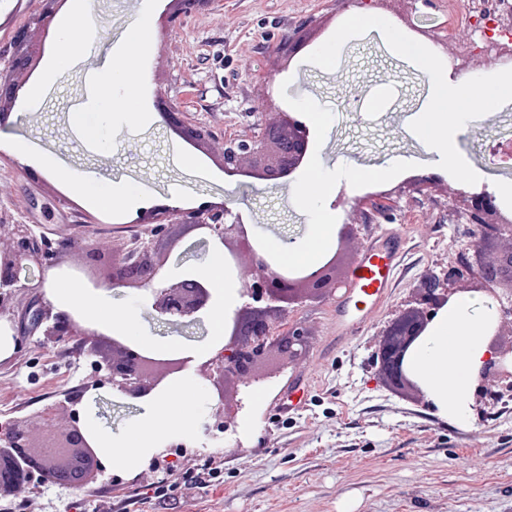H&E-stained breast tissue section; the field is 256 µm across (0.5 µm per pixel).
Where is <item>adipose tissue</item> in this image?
Here are the masks:
<instances>
[{"instance_id":"adipose-tissue-1","label":"adipose tissue","mask_w":512,"mask_h":512,"mask_svg":"<svg viewBox=\"0 0 512 512\" xmlns=\"http://www.w3.org/2000/svg\"><path fill=\"white\" fill-rule=\"evenodd\" d=\"M56 26L60 33V46L48 63L46 73L50 76L69 65L67 44L73 34H81L93 47L100 41L102 33L91 9V0H75L71 13L59 18ZM387 35L400 53L413 59L427 72L431 81L432 96L425 109L417 113L414 132L439 162L459 164L457 144L461 131L447 125V102L455 101L459 112L465 116L485 111L501 100L512 99V74L493 82L465 84L453 77L451 69L439 61L427 46L393 29L388 30ZM142 82L141 71L121 53H113L104 62L97 73L94 108H86L73 115V122L86 144L98 146L102 143V110L115 107L125 111L138 109ZM117 85L123 89L118 99L112 94L113 87ZM376 176V171L354 166L341 172L339 179L334 180L321 167L311 166L293 193L299 202L314 209L316 222L310 234L299 241L269 243L268 248L276 255L279 265L318 264L335 245L337 216L327 205V198L336 194L340 184L357 185ZM72 188L99 210L136 206L144 200L142 191L120 186L103 190L91 178L74 180ZM193 276L204 282L212 294V305L206 313L210 334L196 350L197 356L210 358L224 346V321L240 303L241 295L238 288L229 284L224 276L222 246L213 248L205 261L194 270ZM46 291L49 300L60 311L79 314L90 323L137 340L144 348H152V340L139 335L133 316L122 314L111 304L88 292L78 281L56 278L47 283ZM488 314V309L479 307L474 300L458 298L439 312L425 341L411 359L412 370L423 383L428 398L450 405L453 416L457 418L464 415L462 399L468 392L472 377L488 355L483 336V324ZM196 390L194 382L182 378L138 398L136 404L139 413L120 437H113L111 431L93 421L88 422L87 431L98 442L104 458L110 464L128 465L125 449L151 447L164 427L186 428L191 425L192 414L186 400Z\"/></svg>"}]
</instances>
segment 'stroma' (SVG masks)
I'll use <instances>...</instances> for the list:
<instances>
[{"instance_id":"35a3bbf8","label":"stroma","mask_w":512,"mask_h":512,"mask_svg":"<svg viewBox=\"0 0 512 512\" xmlns=\"http://www.w3.org/2000/svg\"><path fill=\"white\" fill-rule=\"evenodd\" d=\"M151 37L146 47L122 37L138 0H93L104 34L95 48L73 35L72 62L52 80L44 73L59 46L56 28L39 22L47 0H0V80L17 77L24 85L44 81L37 105H14L0 125V138L31 142L57 160L62 173L48 177L0 151V224L25 225L29 236L70 250L54 253L58 276L88 282L86 250L111 256L140 234L137 210L111 216L92 211L71 193L64 174L107 178L149 188L151 204L165 203L179 191L193 204H226L250 224L258 244L310 231L311 214L281 187L240 183L220 167L225 136L260 130L281 109L326 112L323 132L311 147L326 171L357 165L382 171L373 192L339 189L331 202L355 237L341 257L339 274L348 278L364 243L380 227L396 226L407 253L395 286L364 331L346 346L329 349V307L335 293L291 305L288 321L308 330L305 355L282 364L268 381L232 393L228 401L212 395L201 362H190L186 376L199 385L192 401L193 424L165 429L154 447L141 449L125 467H105L106 480L92 493L34 484L27 512H101L103 501L120 498L125 512H512V392L495 387V399L481 401L477 387L466 397L464 421L439 405L401 396L387 386L376 363L380 337L388 323L416 297L422 280L457 267L478 238L467 219L458 218L467 193L488 191L512 212V164L500 163L499 147L512 143V102L462 117L448 104L449 126H464L459 151L463 164L435 163L426 145L410 130V118L427 102L431 86L424 70L397 54L384 33L363 28L340 49L334 67L321 68L319 50L328 45L353 0H208L166 20L170 0H154ZM375 14L398 29L412 24L417 40L450 61L461 81L501 74L494 57L479 55L464 64L463 42H449L442 26L448 0H380ZM33 49L32 68L16 71L19 35ZM304 36L308 45L293 59L278 52L286 38ZM123 50L143 72L140 109L147 121L120 111L102 122L104 147L87 146L71 124L75 106L90 102V82L107 53ZM167 97L189 122L210 130L212 140L199 152L180 142L156 100ZM430 183L417 189L414 178ZM98 295L134 315L140 335L163 340L174 331L150 314L143 292L98 287ZM14 326L12 344L0 354V428L24 418L38 421L47 410L87 420L121 434L136 416L128 400L113 391L108 377L95 371L94 358L74 336H44L32 320L50 308L44 289L24 288L8 299ZM309 383L306 406L286 423L273 416L294 379ZM231 409L228 431L216 418ZM185 449L186 464L224 453V481L200 489L182 485L166 503L145 495L147 466L167 450Z\"/></svg>"}]
</instances>
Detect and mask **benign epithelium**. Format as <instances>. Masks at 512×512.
Listing matches in <instances>:
<instances>
[{"label":"benign epithelium","mask_w":512,"mask_h":512,"mask_svg":"<svg viewBox=\"0 0 512 512\" xmlns=\"http://www.w3.org/2000/svg\"><path fill=\"white\" fill-rule=\"evenodd\" d=\"M176 8L168 16L174 23L180 13L189 12L208 0H172ZM20 84L9 78L0 84V124L8 113L4 107L18 98ZM161 116L178 138L195 150H202L211 133L188 122L184 113L176 110L164 97H159ZM311 131L290 112L280 113L279 119L263 128L259 134L224 139L221 167L224 175L237 180L251 176L275 187H286L306 164ZM464 211L480 230L482 244L472 254L461 257V267L439 276L430 274L418 289L415 305L404 309L387 327L379 346L381 374L389 387L425 395L424 387L409 365L412 351L419 346L437 316L458 294L453 279L462 271L479 278L480 286L491 299L489 307L497 317L487 324L486 334L493 336L489 357L478 371L480 379L489 376L508 382L512 388V341H499L503 319L512 318V251L492 252L487 246L503 237L512 239V223L498 214L495 198L487 192L464 197ZM136 223L159 224L143 236L132 239L118 254L112 256V268L105 283L116 288L145 292L155 315L176 326L188 327L200 321L209 307L211 293L198 280H182L172 284L161 281V270L182 241V236L196 230L208 233L211 240L224 245L232 257L243 245L249 247L259 275L245 285L243 305L225 322L227 340L217 358L207 363L208 378L218 393L231 379L236 384L260 383L269 372L259 369L269 354L288 355L291 360L302 357L307 348L305 327L296 322L280 328L288 307L305 298H318L340 282L336 266L325 262L308 271H277L270 261L250 246L248 229L242 217L224 204L201 203L190 208L155 205L139 213ZM15 246L9 253H0V322L12 320L6 304L5 288H22L20 271L37 275L43 286L56 263L47 260L49 252L31 241L26 232L14 228ZM506 291L507 300L500 292ZM48 336H79L87 351L106 364L112 388L128 398L137 399L158 389L170 376L182 371L181 359H164L133 341L118 336L108 337L101 329L85 325L75 317L60 315L46 331ZM45 430L40 445L33 444V432L26 420H16L0 433V453L14 454V463L6 472L7 480L17 487L31 485V475L39 461L29 454L36 446L43 456L63 455L70 448H92L94 442L77 421L59 429L55 414L43 415Z\"/></svg>","instance_id":"benign-epithelium-1"}]
</instances>
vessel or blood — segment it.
<instances>
[{
    "label": "vessel or blood",
    "instance_id": "b4317fda",
    "mask_svg": "<svg viewBox=\"0 0 512 512\" xmlns=\"http://www.w3.org/2000/svg\"><path fill=\"white\" fill-rule=\"evenodd\" d=\"M395 228H382L364 246L351 279L331 309L333 342L344 346L374 317L389 295L405 253Z\"/></svg>",
    "mask_w": 512,
    "mask_h": 512
}]
</instances>
